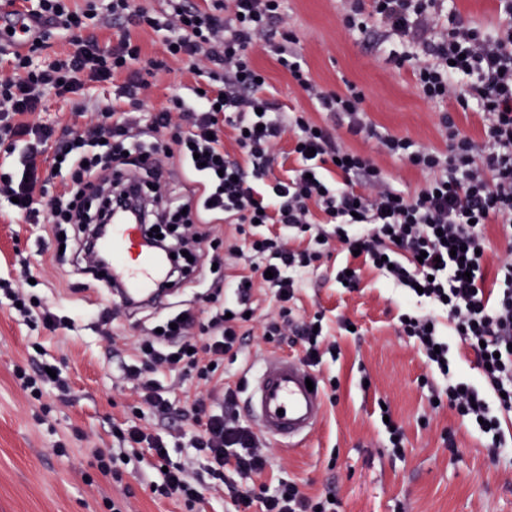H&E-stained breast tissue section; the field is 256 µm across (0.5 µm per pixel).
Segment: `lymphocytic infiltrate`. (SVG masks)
<instances>
[{
    "label": "lymphocytic infiltrate",
    "mask_w": 512,
    "mask_h": 512,
    "mask_svg": "<svg viewBox=\"0 0 512 512\" xmlns=\"http://www.w3.org/2000/svg\"><path fill=\"white\" fill-rule=\"evenodd\" d=\"M285 0H224L201 6L198 0H166L150 13L132 0H33L28 13L40 26L29 49L13 52V69L0 74V144H23L17 164L0 171V200L13 214L32 223L75 226L73 253L82 261L88 246L90 205L113 206L109 191L150 200V223L172 219L186 232L172 243L166 281L190 282L185 252L201 249L213 224L233 221L237 240L230 256L243 261L235 282L213 281L214 307L207 317L186 309L172 316L162 332L135 343L132 362L123 364L141 402L158 420L182 425L188 451L171 463L163 440L131 425L115 429L117 447L94 449L102 471L118 460L148 459L160 473L151 489L156 497L182 502L193 512L203 491L222 496L228 512H342L341 500L309 496L293 481L254 490L245 478L262 476L271 460L256 433L236 412L238 392L227 389L219 410L205 398L175 406L161 380L168 375L213 383L217 367L237 360L252 330L251 285L273 291L278 313L266 317V341L295 337L309 366L320 364L335 345L318 332L321 318L295 325L290 301L298 279L318 260L320 248L294 251L281 235L256 233V226L280 225L283 232L335 234L346 252L357 251L404 298L421 307L401 313L402 332L413 338L427 363L448 376L444 391L450 408L478 423L491 455L503 446L501 416L512 412V261L487 275L486 227L498 225L512 244V0H497L496 16L486 24L467 20L445 0H345V26L365 41L390 44L389 58L410 67L421 96L441 105L454 101L460 112L482 115L485 138L476 142L457 126L452 113L441 116L447 151L381 132L363 117L364 96L356 85L345 92L322 89L298 52L297 37L286 23ZM117 29L115 45L101 47L97 30ZM162 36L158 55L143 58L132 29ZM63 49L35 61L51 35ZM272 47L278 64L304 91L317 111L345 121L351 135L378 141L384 151L425 171L429 179L417 194L390 185L374 160L349 150L327 128L280 109L263 95L264 81L251 61L258 44ZM179 63L207 77L204 92L175 95L150 123L134 117L150 87L149 76ZM123 77L125 108L95 100L93 88ZM69 102L86 115L80 125L56 127L35 122L49 99ZM233 130L242 158L224 150ZM291 132L301 162L293 178L266 183L273 147ZM53 143L55 158L43 147ZM335 176H328L327 166ZM56 193H49L51 182ZM320 210L327 228L313 229ZM17 285L4 291L27 322L56 331L73 327L71 316L29 301L22 287L29 279L21 266ZM474 352L483 386L462 380L451 357L453 347Z\"/></svg>",
    "instance_id": "1"
}]
</instances>
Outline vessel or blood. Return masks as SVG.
<instances>
[{
    "instance_id": "1",
    "label": "vessel or blood",
    "mask_w": 512,
    "mask_h": 512,
    "mask_svg": "<svg viewBox=\"0 0 512 512\" xmlns=\"http://www.w3.org/2000/svg\"><path fill=\"white\" fill-rule=\"evenodd\" d=\"M37 31V22L22 9L0 8V47H25ZM102 248L112 258V272L130 293L153 288L164 273V257L145 250L136 225H113ZM309 376L300 362L276 356L265 360L256 379L244 380L245 404L270 441L301 445L321 421L323 393L321 388L307 387Z\"/></svg>"
}]
</instances>
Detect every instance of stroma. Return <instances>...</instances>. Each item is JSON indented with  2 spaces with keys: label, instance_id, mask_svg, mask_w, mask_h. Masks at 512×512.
I'll list each match as a JSON object with an SVG mask.
<instances>
[{
  "label": "stroma",
  "instance_id": "35a3bbf8",
  "mask_svg": "<svg viewBox=\"0 0 512 512\" xmlns=\"http://www.w3.org/2000/svg\"><path fill=\"white\" fill-rule=\"evenodd\" d=\"M288 20L297 48L317 84L345 91L354 83L364 94L369 119L391 134L445 150L440 106L416 90L409 71L387 55L370 49L342 23L343 0H288ZM254 65L267 77L265 96L307 119L326 122L306 94L291 83L275 54L256 48ZM187 70L161 72L152 80L148 110L168 104L178 90L205 85ZM335 136L367 154L396 188L415 193L425 182L420 170L386 154L377 141L333 126ZM346 255L333 247L301 277L291 305L295 319L324 315V332L336 340V357H324L315 374L336 382L335 402L326 403L321 423L305 444L291 451L274 447V475L306 484L310 493L334 487L344 512H512V421H503L505 446L490 457L481 432L448 406L432 408L433 393L448 382L431 369L414 339L398 332L397 288L383 274L363 266L357 290L337 288L334 273ZM28 265L34 282L29 296L48 303L80 308L84 318L76 330L49 332L18 320L10 300L0 291V512H110V499L124 488L134 492V512H186L177 502L155 497L140 484L137 461L116 462V474H103L92 451L113 445L112 427L145 425L165 437L172 462L184 449L175 431L156 423L147 408H135L131 383L120 366L132 357L143 330L158 316L136 315L98 325L106 291L91 287L77 274L71 255L59 254L45 224H31L0 205V281L14 282L20 265ZM351 319L357 334L341 331V318ZM300 358L299 347H279L252 336L237 361L225 362L224 382L236 385L245 372H258L267 355ZM55 362L70 383L68 401L54 390L33 398L15 382L19 368L35 359ZM390 410L403 427V455H393L382 420ZM65 452H58V443Z\"/></svg>",
  "mask_w": 512,
  "mask_h": 512
}]
</instances>
